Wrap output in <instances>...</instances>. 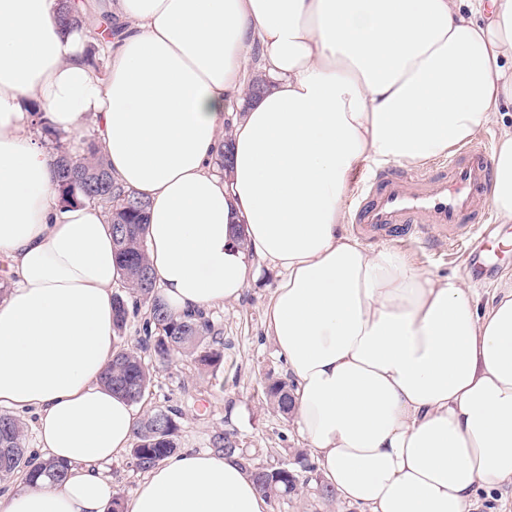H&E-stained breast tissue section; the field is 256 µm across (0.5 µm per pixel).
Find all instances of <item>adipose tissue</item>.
Masks as SVG:
<instances>
[{
    "label": "adipose tissue",
    "instance_id": "ef3b65f1",
    "mask_svg": "<svg viewBox=\"0 0 512 512\" xmlns=\"http://www.w3.org/2000/svg\"><path fill=\"white\" fill-rule=\"evenodd\" d=\"M59 0H0V411L30 414L66 462L0 512H107L100 472L130 448L133 404L101 381L121 278L101 208L57 202L32 105L63 133L98 125L115 184L148 201V255L177 316L277 273L269 334L293 412L340 500L360 512H475L512 483V281L479 312L438 277L345 234L360 167L421 165L501 123L490 201L512 223V0H110L109 69ZM257 48L267 89L249 96ZM230 162L217 174L222 148ZM125 512H270L235 460L173 455Z\"/></svg>",
    "mask_w": 512,
    "mask_h": 512
}]
</instances>
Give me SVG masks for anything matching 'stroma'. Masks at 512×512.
<instances>
[{
  "label": "stroma",
  "instance_id": "stroma-1",
  "mask_svg": "<svg viewBox=\"0 0 512 512\" xmlns=\"http://www.w3.org/2000/svg\"><path fill=\"white\" fill-rule=\"evenodd\" d=\"M390 245L434 275L464 274L455 246L430 248L397 239ZM276 280L275 272H268L239 300L209 309L208 316L224 340V363L219 369H202L191 357H176L156 370L137 410L142 415L158 408L179 410L182 449L208 451L211 436L227 432L259 462H288L305 483L299 494L273 503L272 512H359L337 497L321 494L324 476L294 417L276 412L264 400L269 381L288 377L287 366L266 333L265 309Z\"/></svg>",
  "mask_w": 512,
  "mask_h": 512
}]
</instances>
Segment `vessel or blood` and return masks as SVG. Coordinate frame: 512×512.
<instances>
[{"mask_svg":"<svg viewBox=\"0 0 512 512\" xmlns=\"http://www.w3.org/2000/svg\"><path fill=\"white\" fill-rule=\"evenodd\" d=\"M490 152L474 143L427 170L391 169L378 174L355 208L358 232H405L432 244L456 243L467 250L476 274L493 272L491 256L512 249L507 240L488 236L486 192Z\"/></svg>","mask_w":512,"mask_h":512,"instance_id":"b4317fda","label":"vessel or blood"}]
</instances>
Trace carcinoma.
<instances>
[{"mask_svg":"<svg viewBox=\"0 0 512 512\" xmlns=\"http://www.w3.org/2000/svg\"><path fill=\"white\" fill-rule=\"evenodd\" d=\"M57 21L64 28L84 24L81 4L77 0H66ZM55 177L63 203L91 204L110 217L127 289L126 295L114 296L116 335L126 330L129 303L143 301L150 305L144 336L133 347H118L104 374V383L131 403L138 404L152 379L149 363L142 358L144 353L159 365L169 363L177 354L187 353L198 365L218 369L224 362V341L217 337L209 317L203 312L176 317L161 303L147 256L148 203L112 182L99 145L92 142L76 156L57 151ZM264 398L277 412L291 413V385L287 382L267 383ZM179 449L178 411L166 408L155 409L141 420L134 432L130 453L141 470L149 471ZM243 462L258 490L271 501L287 497L300 487L298 474L286 464L264 465L254 457L245 458ZM21 468L31 481L42 476L63 481L70 473V467L64 463L27 454L22 423L12 414L0 413V473L12 475Z\"/></svg>","mask_w":512,"mask_h":512,"instance_id":"obj_1","label":"carcinoma"}]
</instances>
